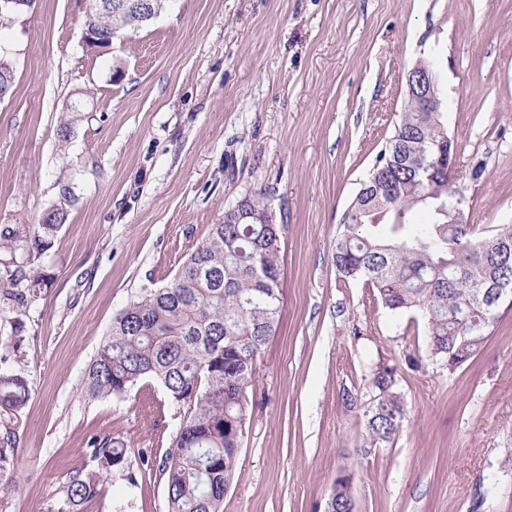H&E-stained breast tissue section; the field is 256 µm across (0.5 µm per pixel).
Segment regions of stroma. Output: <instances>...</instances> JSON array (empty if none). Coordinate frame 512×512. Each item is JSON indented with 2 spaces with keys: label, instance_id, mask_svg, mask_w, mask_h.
Wrapping results in <instances>:
<instances>
[{
  "label": "stroma",
  "instance_id": "obj_1",
  "mask_svg": "<svg viewBox=\"0 0 512 512\" xmlns=\"http://www.w3.org/2000/svg\"><path fill=\"white\" fill-rule=\"evenodd\" d=\"M85 23L83 0H33L0 22L15 73L0 98V229L66 215L34 264L0 247V374L30 388L17 414L0 410L17 461L0 512H54L68 472L97 467L88 440L107 433L127 444L128 469L80 512H167L158 465L178 406L150 380L95 400L81 381L113 318L258 192L282 226L283 309L247 385L222 512H323L351 471L356 512H512V306L451 372L428 357L419 312L391 313L332 262L423 59L472 200L466 222L512 224V0H168L106 49L86 45ZM20 268L50 275L37 300L22 301ZM379 364L396 366L408 413L393 443L362 453L345 396L367 398Z\"/></svg>",
  "mask_w": 512,
  "mask_h": 512
}]
</instances>
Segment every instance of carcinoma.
Masks as SVG:
<instances>
[{
    "instance_id": "cac0c4a2",
    "label": "carcinoma",
    "mask_w": 512,
    "mask_h": 512,
    "mask_svg": "<svg viewBox=\"0 0 512 512\" xmlns=\"http://www.w3.org/2000/svg\"><path fill=\"white\" fill-rule=\"evenodd\" d=\"M87 23L108 37L122 20L89 13ZM448 152L443 113H403L379 151L368 177L372 193L355 196L349 219L340 222L332 261L344 279H363L394 312L418 310L425 320L429 356L454 371L473 359L492 335L485 325L491 287L512 282V225L489 236L468 224L448 223L440 203L456 206L458 188L435 170ZM65 221L52 209L28 237L27 263L53 246ZM277 224H248L235 210L211 225L174 278L150 289L122 310L89 364L82 390L91 399L121 397L143 379L156 381L179 405L183 419L160 473L168 512H220L233 482L248 403L246 385L254 364L276 332L283 301ZM36 299L46 275L27 277ZM372 396L363 404L361 448L393 442L407 414L397 368L378 365L370 376ZM30 389L20 375H0V410L18 411ZM91 454L98 470H73L57 512H79L96 498L104 475L126 467L127 448L110 434L95 437ZM15 444L0 441V475L14 472ZM353 475L335 481L334 512L353 507Z\"/></svg>"
}]
</instances>
